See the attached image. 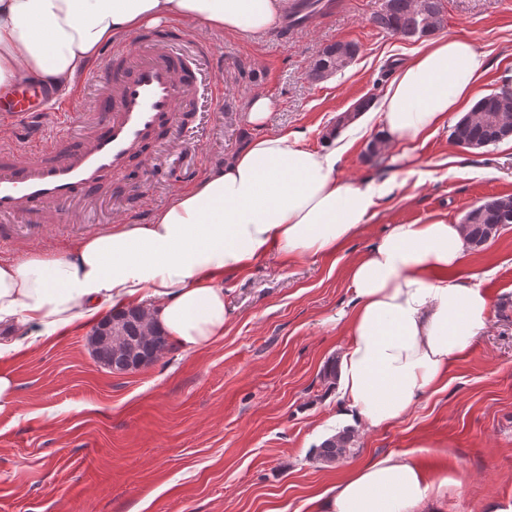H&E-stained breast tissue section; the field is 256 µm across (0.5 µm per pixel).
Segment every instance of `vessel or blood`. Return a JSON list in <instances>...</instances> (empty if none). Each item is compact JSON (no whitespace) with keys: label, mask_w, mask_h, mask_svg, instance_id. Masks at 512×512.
<instances>
[{"label":"vessel or blood","mask_w":512,"mask_h":512,"mask_svg":"<svg viewBox=\"0 0 512 512\" xmlns=\"http://www.w3.org/2000/svg\"><path fill=\"white\" fill-rule=\"evenodd\" d=\"M100 68L109 86L82 133L44 135L40 118L52 93L38 83L0 89V120L24 134L0 147V216L40 221L47 205L68 209L98 197L106 179L128 180L148 161L147 146L197 88L198 72L174 42L138 35L108 50Z\"/></svg>","instance_id":"1"}]
</instances>
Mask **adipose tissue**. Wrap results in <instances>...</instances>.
Returning <instances> with one entry per match:
<instances>
[{"instance_id":"1","label":"adipose tissue","mask_w":512,"mask_h":512,"mask_svg":"<svg viewBox=\"0 0 512 512\" xmlns=\"http://www.w3.org/2000/svg\"><path fill=\"white\" fill-rule=\"evenodd\" d=\"M288 0H0V87L37 80L63 97L103 47L162 20L194 21L203 33L273 28ZM487 57L460 38L436 37L400 63L384 95L382 138L400 145L465 111ZM350 127L309 148L299 133L258 136L177 192L150 223L112 225L63 252L0 259V325L22 335L0 342V360L77 322L150 303L153 320L184 352L224 335L232 310L225 274L275 250L336 253L361 231L384 187L338 177ZM462 225L444 218L393 224L348 269L352 298L341 355V419L376 429L414 408L448 376L489 325L491 301L459 268ZM432 482L412 453L391 454L346 474L314 498V512H422Z\"/></svg>"}]
</instances>
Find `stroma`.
<instances>
[{"mask_svg": "<svg viewBox=\"0 0 512 512\" xmlns=\"http://www.w3.org/2000/svg\"><path fill=\"white\" fill-rule=\"evenodd\" d=\"M341 2L284 41L271 32L204 35L182 22L200 45V83L187 124L154 147L140 200L107 192L76 204L23 247L0 242V258L61 251L121 219L148 223L262 133L297 130L305 146H320L338 115L380 100L397 62L422 46L372 24L380 0ZM439 32L487 55L476 95L497 92L499 70L512 65V0H445ZM336 42L357 44V56L311 83V61ZM258 92L274 103L263 128L248 122ZM379 127L378 115L365 116L337 164L341 178L387 185L377 216L335 254L272 251L225 274L234 312L223 338L113 374L91 356L92 326L78 323L7 362L16 393L0 407V512H311L310 498L349 471L406 451L435 481L437 512H512V224L462 261L491 299L490 324L453 364L447 387L387 425L356 430L346 461L314 459L345 427L322 371L347 343L339 315L350 307L349 264L389 225L459 223L484 198L512 195V142L466 151L446 125L395 162L367 152Z\"/></svg>", "mask_w": 512, "mask_h": 512, "instance_id": "obj_1", "label": "stroma"}]
</instances>
